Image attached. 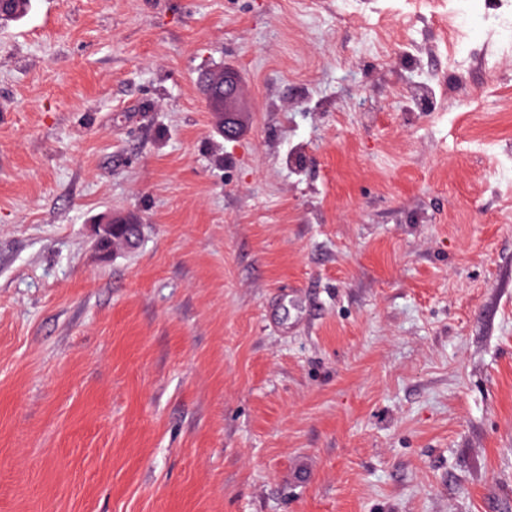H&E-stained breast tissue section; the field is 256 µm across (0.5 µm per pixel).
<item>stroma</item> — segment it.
<instances>
[{"label":"stroma","mask_w":512,"mask_h":512,"mask_svg":"<svg viewBox=\"0 0 512 512\" xmlns=\"http://www.w3.org/2000/svg\"><path fill=\"white\" fill-rule=\"evenodd\" d=\"M32 0L0 26V512H489L512 488V0ZM235 67L234 140L200 91ZM143 224L103 261L107 213Z\"/></svg>","instance_id":"35a3bbf8"}]
</instances>
